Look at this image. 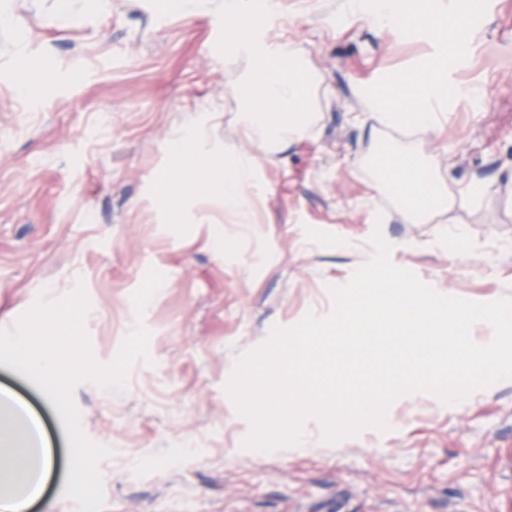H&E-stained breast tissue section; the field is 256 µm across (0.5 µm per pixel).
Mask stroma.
I'll list each match as a JSON object with an SVG mask.
<instances>
[{"mask_svg":"<svg viewBox=\"0 0 512 512\" xmlns=\"http://www.w3.org/2000/svg\"><path fill=\"white\" fill-rule=\"evenodd\" d=\"M0 24V330L37 300L83 284L95 358L111 362L136 322L151 363L124 392L74 391L82 427L123 455L101 462L102 512H512V380L451 406L423 393L369 428L288 456L242 449L248 425L225 391L236 357L272 326L327 315L330 287L374 253L438 292L476 302L512 298V0H488L466 59L449 80L480 87L471 110L453 100L426 131L382 125L363 86L435 51L425 36H395L348 12V0H285L263 29L317 75L315 118L275 155L241 133L242 66L221 56L219 19L170 15L148 0H108L102 12L50 21L54 0H8ZM27 55L37 98L17 88ZM208 121V148L260 158L264 187L244 229L191 220L190 176L171 154L175 128ZM433 161L449 193L472 177L480 203L411 224L377 187L373 160L389 147ZM170 166L167 196L159 168ZM164 282L136 317L132 295L148 269ZM38 421L55 468L28 512H73L64 498L69 446L49 399L0 365V395Z\"/></svg>","mask_w":512,"mask_h":512,"instance_id":"35a3bbf8","label":"stroma"}]
</instances>
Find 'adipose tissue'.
Wrapping results in <instances>:
<instances>
[{
  "label": "adipose tissue",
  "instance_id": "adipose-tissue-1",
  "mask_svg": "<svg viewBox=\"0 0 512 512\" xmlns=\"http://www.w3.org/2000/svg\"><path fill=\"white\" fill-rule=\"evenodd\" d=\"M210 131L205 124L196 123L179 129L172 139V152L177 156L199 157L192 192L200 198H219L224 216L231 223H255L256 198L261 188L254 179L255 160L248 155H231L223 159L203 155ZM388 175L379 185L392 192L405 216L419 221L427 212L444 210L449 199L435 178L433 164L413 160L406 151L391 154L387 163ZM32 433L14 435L8 428V415L0 412V512H25L29 501L42 487L51 467L49 456L33 458Z\"/></svg>",
  "mask_w": 512,
  "mask_h": 512
}]
</instances>
